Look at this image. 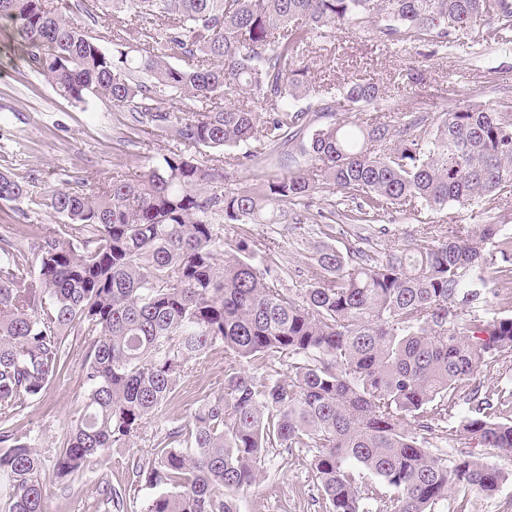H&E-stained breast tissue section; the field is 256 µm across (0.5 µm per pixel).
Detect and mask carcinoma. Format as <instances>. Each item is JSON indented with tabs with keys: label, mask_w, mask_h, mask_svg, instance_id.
<instances>
[{
	"label": "carcinoma",
	"mask_w": 512,
	"mask_h": 512,
	"mask_svg": "<svg viewBox=\"0 0 512 512\" xmlns=\"http://www.w3.org/2000/svg\"><path fill=\"white\" fill-rule=\"evenodd\" d=\"M75 9L146 47L106 51ZM0 20L3 47L56 94L124 107L135 129L184 146L48 203L0 171L1 203L63 218L28 253L0 237V512H48L40 438L14 420L78 343L84 409L56 452L57 482L144 433L189 365L224 347V393L128 464L153 490L143 512H239L234 494L257 484L268 448L305 454L324 512H466L458 493L509 481L458 440L512 453V384L473 383L484 366L512 369V233L487 208L484 223L415 247L375 224L511 202L512 101L354 119L384 100L378 82L320 89L299 57L335 30L443 47L477 20L508 45L512 0H0ZM238 92L246 100L214 105ZM290 143L306 166L259 181L192 153L242 147L237 165L258 168ZM336 192L352 206H320ZM281 222L321 238L299 288L283 287L282 247L252 228ZM105 493L123 512L126 488Z\"/></svg>",
	"instance_id": "obj_1"
}]
</instances>
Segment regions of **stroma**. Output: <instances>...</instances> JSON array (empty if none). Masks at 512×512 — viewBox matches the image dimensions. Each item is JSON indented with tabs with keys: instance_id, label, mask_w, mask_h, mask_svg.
Here are the masks:
<instances>
[{
	"instance_id": "35a3bbf8",
	"label": "stroma",
	"mask_w": 512,
	"mask_h": 512,
	"mask_svg": "<svg viewBox=\"0 0 512 512\" xmlns=\"http://www.w3.org/2000/svg\"><path fill=\"white\" fill-rule=\"evenodd\" d=\"M462 47L432 55L410 43L389 44L362 33H336L305 47L301 64L309 66L315 84L341 90L359 79H374L387 94L385 109L392 116L421 111L435 116L467 102L512 99V45L503 47L475 23L461 37ZM420 73L407 80L408 71ZM172 140H152L131 129L123 108L98 99L74 104L57 95L40 76L26 71L20 51L0 52V163L8 162L20 177H36L35 189H77L93 186L112 175L115 165L144 169L151 158L176 149ZM52 211L23 219L15 204L0 205V235L12 236L23 226L29 240L57 225ZM470 210L455 205L398 218L404 244H420L427 224H469ZM81 350L42 396L17 417V427L38 434L45 458L40 474L49 512H115L102 492L103 481L129 485L127 463L147 458L153 431L130 446L113 449L110 457L74 475L62 485L51 477L55 453L84 408ZM224 350L211 351L202 367L188 371L183 389L162 411L163 418L187 421L198 400L224 389ZM263 479L238 497L240 512H322L304 487L308 472L303 461L268 449Z\"/></svg>"
}]
</instances>
